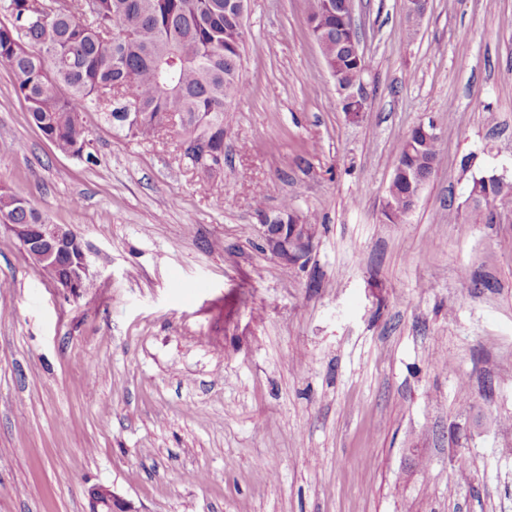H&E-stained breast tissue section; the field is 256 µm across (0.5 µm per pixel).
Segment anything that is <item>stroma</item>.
I'll list each match as a JSON object with an SVG mask.
<instances>
[{"instance_id":"35a3bbf8","label":"stroma","mask_w":512,"mask_h":512,"mask_svg":"<svg viewBox=\"0 0 512 512\" xmlns=\"http://www.w3.org/2000/svg\"><path fill=\"white\" fill-rule=\"evenodd\" d=\"M367 109L342 111L307 0H248L224 191L166 129L81 119L58 152L0 64V184L86 245L57 287L0 226V512H512V0H353ZM440 136L415 209L383 214L398 145ZM75 196L82 205L60 208ZM311 220L306 258L262 214ZM291 206L286 201L283 209L276 215L285 219L283 224H274V217L264 214L261 216L263 224V240L267 249L280 260L288 264H296L306 257L312 243L313 233L302 219L295 218L293 223ZM88 498V512H138L131 502L116 494L109 486L91 488Z\"/></svg>"}]
</instances>
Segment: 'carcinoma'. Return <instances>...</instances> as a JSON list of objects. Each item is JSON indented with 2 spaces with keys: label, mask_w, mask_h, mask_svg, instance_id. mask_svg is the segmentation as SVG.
<instances>
[{
  "label": "carcinoma",
  "mask_w": 512,
  "mask_h": 512,
  "mask_svg": "<svg viewBox=\"0 0 512 512\" xmlns=\"http://www.w3.org/2000/svg\"><path fill=\"white\" fill-rule=\"evenodd\" d=\"M37 0H0V61L16 76L15 92L27 104L31 122L59 151L93 160L81 113L104 110L116 129L149 139L178 113L181 141L203 140L219 150L213 164L186 162L224 190V112L243 94L240 75L244 22L230 0H69L46 24H33ZM337 0H308V25L323 42L326 68L350 84L366 72L368 59L351 58L336 17ZM439 155V142L420 146L421 169ZM405 187L389 185L388 219L407 216ZM27 199L0 186V224H38Z\"/></svg>",
  "instance_id": "obj_1"
}]
</instances>
